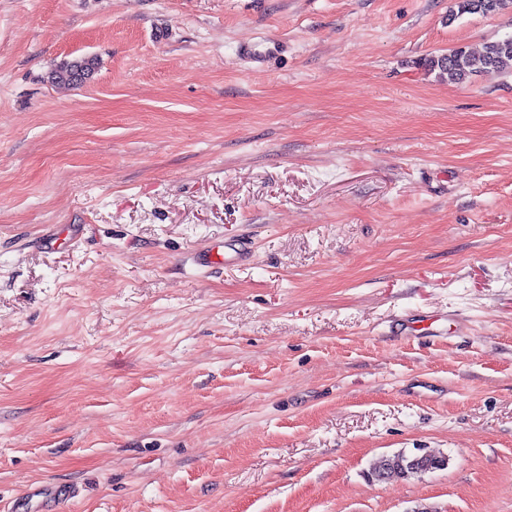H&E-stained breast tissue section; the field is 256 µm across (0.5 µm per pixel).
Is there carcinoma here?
I'll list each match as a JSON object with an SVG mask.
<instances>
[{"instance_id":"1","label":"carcinoma","mask_w":512,"mask_h":512,"mask_svg":"<svg viewBox=\"0 0 512 512\" xmlns=\"http://www.w3.org/2000/svg\"><path fill=\"white\" fill-rule=\"evenodd\" d=\"M512 10V0H454L449 17L464 14L491 15ZM429 70L438 71L441 78L453 83H463L481 73H512V35L483 44L478 51L466 46L455 47L437 58L426 60ZM97 67V59L82 57L65 62L51 72V82L77 86L89 79ZM411 456L402 451L381 458L373 467L372 479L382 482L391 478H414L408 467Z\"/></svg>"}]
</instances>
